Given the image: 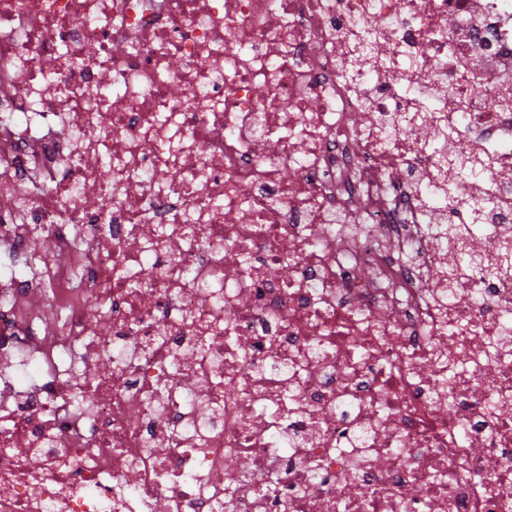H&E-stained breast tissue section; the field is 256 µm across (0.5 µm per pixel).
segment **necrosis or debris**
<instances>
[{
    "instance_id": "4bbe7bcc",
    "label": "necrosis or debris",
    "mask_w": 512,
    "mask_h": 512,
    "mask_svg": "<svg viewBox=\"0 0 512 512\" xmlns=\"http://www.w3.org/2000/svg\"><path fill=\"white\" fill-rule=\"evenodd\" d=\"M0 114V512H512V0H0Z\"/></svg>"
}]
</instances>
